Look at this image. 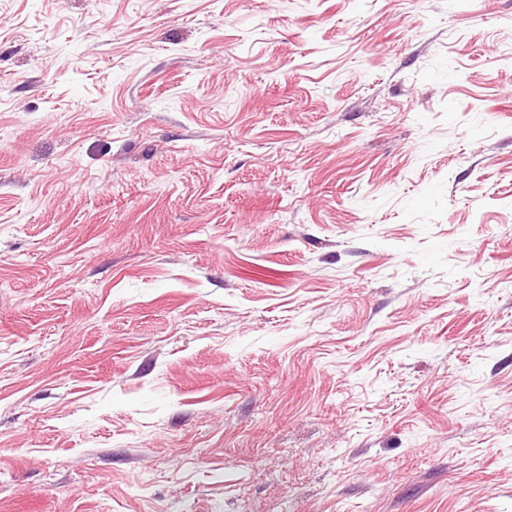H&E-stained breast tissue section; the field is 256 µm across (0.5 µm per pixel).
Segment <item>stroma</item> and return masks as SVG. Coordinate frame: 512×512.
<instances>
[{
    "instance_id": "1",
    "label": "stroma",
    "mask_w": 512,
    "mask_h": 512,
    "mask_svg": "<svg viewBox=\"0 0 512 512\" xmlns=\"http://www.w3.org/2000/svg\"><path fill=\"white\" fill-rule=\"evenodd\" d=\"M0 512H512V0H0Z\"/></svg>"
}]
</instances>
